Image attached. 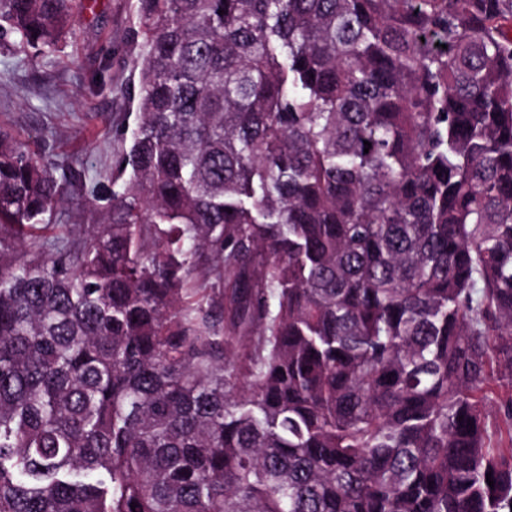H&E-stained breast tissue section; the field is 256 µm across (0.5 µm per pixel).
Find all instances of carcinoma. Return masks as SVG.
Wrapping results in <instances>:
<instances>
[{"label": "carcinoma", "instance_id": "obj_1", "mask_svg": "<svg viewBox=\"0 0 512 512\" xmlns=\"http://www.w3.org/2000/svg\"><path fill=\"white\" fill-rule=\"evenodd\" d=\"M137 17L98 223L0 129V512H512V0Z\"/></svg>", "mask_w": 512, "mask_h": 512}]
</instances>
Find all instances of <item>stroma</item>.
I'll use <instances>...</instances> for the list:
<instances>
[{
    "label": "stroma",
    "instance_id": "obj_1",
    "mask_svg": "<svg viewBox=\"0 0 512 512\" xmlns=\"http://www.w3.org/2000/svg\"><path fill=\"white\" fill-rule=\"evenodd\" d=\"M136 0H77L75 33L60 57L27 63L0 44V126L31 146H46L55 175L77 170L82 181L57 212L58 224H92L91 197L104 196L131 123L128 88L138 82Z\"/></svg>",
    "mask_w": 512,
    "mask_h": 512
}]
</instances>
